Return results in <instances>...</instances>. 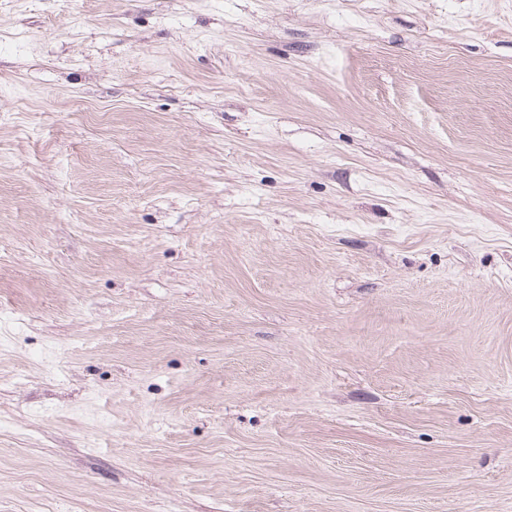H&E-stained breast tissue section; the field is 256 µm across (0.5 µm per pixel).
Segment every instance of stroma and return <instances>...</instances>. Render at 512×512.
Segmentation results:
<instances>
[{"label": "stroma", "instance_id": "obj_1", "mask_svg": "<svg viewBox=\"0 0 512 512\" xmlns=\"http://www.w3.org/2000/svg\"><path fill=\"white\" fill-rule=\"evenodd\" d=\"M0 512H512V0H0Z\"/></svg>", "mask_w": 512, "mask_h": 512}]
</instances>
